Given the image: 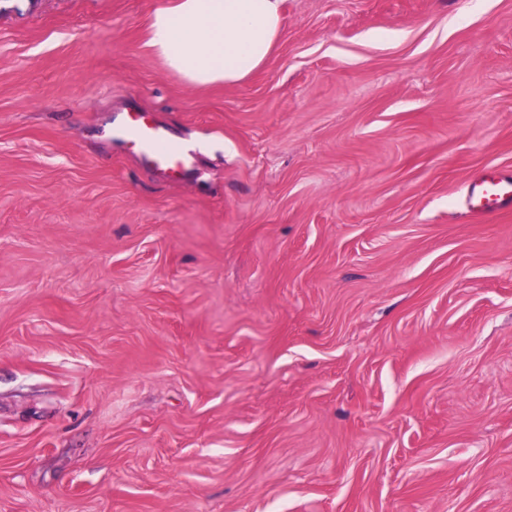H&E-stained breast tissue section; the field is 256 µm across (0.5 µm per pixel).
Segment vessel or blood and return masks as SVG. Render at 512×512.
<instances>
[{
    "mask_svg": "<svg viewBox=\"0 0 512 512\" xmlns=\"http://www.w3.org/2000/svg\"><path fill=\"white\" fill-rule=\"evenodd\" d=\"M112 137L130 143L145 164L170 179H180L192 165L185 144L148 112H127L113 125ZM473 213L488 215L512 207V181L488 176L475 183L469 194Z\"/></svg>",
    "mask_w": 512,
    "mask_h": 512,
    "instance_id": "vessel-or-blood-1",
    "label": "vessel or blood"
}]
</instances>
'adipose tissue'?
Listing matches in <instances>:
<instances>
[{
	"mask_svg": "<svg viewBox=\"0 0 512 512\" xmlns=\"http://www.w3.org/2000/svg\"><path fill=\"white\" fill-rule=\"evenodd\" d=\"M283 0H172L156 9L148 46L194 85L244 81L272 54Z\"/></svg>",
	"mask_w": 512,
	"mask_h": 512,
	"instance_id": "adipose-tissue-1",
	"label": "adipose tissue"
}]
</instances>
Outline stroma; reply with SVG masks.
Instances as JSON below:
<instances>
[{"label":"stroma","mask_w":512,"mask_h":512,"mask_svg":"<svg viewBox=\"0 0 512 512\" xmlns=\"http://www.w3.org/2000/svg\"><path fill=\"white\" fill-rule=\"evenodd\" d=\"M170 2L0 0V512H512V0H284L199 87ZM112 139L130 143L147 166L173 180L181 179L192 165L185 144L148 112H125L112 125ZM470 211L480 215L493 214L512 205V181L495 175L475 183L468 193Z\"/></svg>","instance_id":"stroma-1"}]
</instances>
